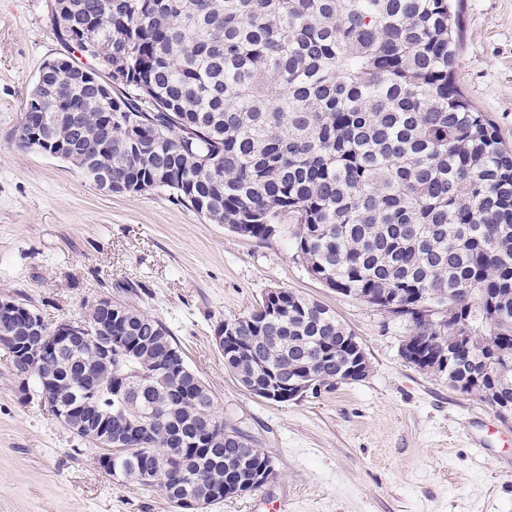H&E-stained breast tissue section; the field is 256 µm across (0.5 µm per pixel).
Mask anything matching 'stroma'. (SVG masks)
Here are the masks:
<instances>
[{
	"label": "stroma",
	"instance_id": "stroma-1",
	"mask_svg": "<svg viewBox=\"0 0 512 512\" xmlns=\"http://www.w3.org/2000/svg\"><path fill=\"white\" fill-rule=\"evenodd\" d=\"M48 0H0V297L48 326L97 299L159 318L214 397L227 427L275 466L259 491L206 512H512V422L401 355L405 321L328 288L295 253L292 225L241 237L168 192L102 193L69 164L19 147L26 98L46 60L67 55ZM457 81L512 146V0H460ZM272 288L314 299L354 332L368 376L320 395L269 402L240 387L216 326ZM21 386L0 347V512H176L160 489L109 476Z\"/></svg>",
	"mask_w": 512,
	"mask_h": 512
}]
</instances>
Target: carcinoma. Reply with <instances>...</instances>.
<instances>
[{
    "label": "carcinoma",
    "mask_w": 512,
    "mask_h": 512,
    "mask_svg": "<svg viewBox=\"0 0 512 512\" xmlns=\"http://www.w3.org/2000/svg\"><path fill=\"white\" fill-rule=\"evenodd\" d=\"M56 37L92 62L64 58L30 92L40 139L80 148L71 164L92 184L112 172L136 193L166 190L214 224L261 242L295 225L308 273L433 336L437 358L469 348L437 375L498 407L512 402V148L455 78L462 19L454 0H50ZM105 74L106 112L82 71ZM57 112L74 119L58 122ZM236 319L224 345L235 376H311L323 388L351 364L354 335L322 304L284 290ZM112 383L126 382L148 442L99 464L138 481L155 457L194 492L223 482L245 456L271 458L214 419L206 454L189 444L214 399L189 368L144 366L175 344L156 317L124 304ZM61 379L82 395L88 351Z\"/></svg>",
    "instance_id": "obj_1"
}]
</instances>
